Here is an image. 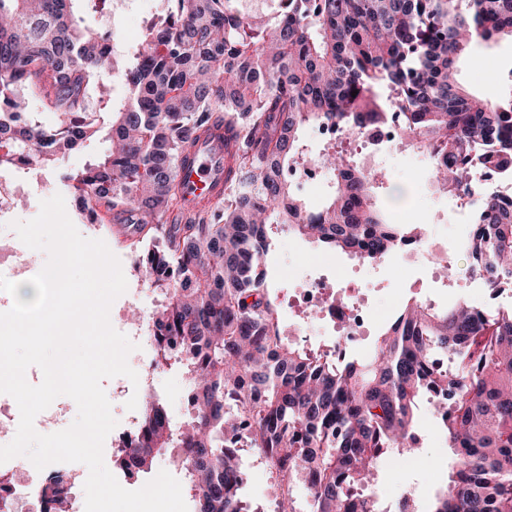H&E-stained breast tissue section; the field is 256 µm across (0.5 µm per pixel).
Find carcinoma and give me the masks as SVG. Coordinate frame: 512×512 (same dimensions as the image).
<instances>
[{"mask_svg":"<svg viewBox=\"0 0 512 512\" xmlns=\"http://www.w3.org/2000/svg\"><path fill=\"white\" fill-rule=\"evenodd\" d=\"M161 2L121 59L74 15L76 3L103 11L110 0H0V166L53 167L105 132L111 149L69 180L87 223L121 225L138 250L164 296L157 354L189 381L183 424L148 397L120 465L144 473L168 453L194 512H251L247 447L275 479L269 512H373L379 458L411 449L435 390L453 462L429 512H512V311L414 300L368 355L338 359L285 341L262 268L275 224L363 260L420 230L385 222L382 179L352 155L307 152L308 127L352 132L396 112L444 189L472 187L481 169L512 171V99L491 103L455 78L471 43L512 38V0H275L267 21L242 0ZM114 77L127 95L106 98L103 128L92 92ZM33 100L46 111H29ZM221 130L224 194L187 211L180 165L199 134ZM311 162L334 174L316 208L282 176ZM462 248L490 288L512 287V201L483 196ZM72 489L49 479L43 512H66Z\"/></svg>","mask_w":512,"mask_h":512,"instance_id":"obj_1","label":"carcinoma"}]
</instances>
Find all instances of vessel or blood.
<instances>
[{"mask_svg":"<svg viewBox=\"0 0 512 512\" xmlns=\"http://www.w3.org/2000/svg\"><path fill=\"white\" fill-rule=\"evenodd\" d=\"M183 204L194 209L202 199H214L224 192V142L221 138L200 139L193 155L181 169Z\"/></svg>","mask_w":512,"mask_h":512,"instance_id":"obj_1","label":"vessel or blood"}]
</instances>
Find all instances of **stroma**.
Listing matches in <instances>:
<instances>
[{
  "mask_svg": "<svg viewBox=\"0 0 512 512\" xmlns=\"http://www.w3.org/2000/svg\"><path fill=\"white\" fill-rule=\"evenodd\" d=\"M160 8L159 0H134L128 11L108 9L98 14H81L80 19L82 25L92 31L113 34L116 43L128 50L142 42L147 20ZM509 70L512 71V39L505 37L472 46L460 59L457 78L466 90L475 95L502 100L512 96V83L503 78L504 72ZM108 147V141L99 136L68 156L60 167L26 172L24 179L31 182L32 190L24 194L23 207L17 208L12 217L19 221L30 220L38 214L41 200L56 194L63 196L66 212L78 232L83 237L105 241L121 262L128 287L111 306L110 318L115 321L126 318L132 308L141 314H150L159 305L161 297L143 283L135 269L136 254L121 245L122 235L118 226L84 223L77 210L74 190L62 179L63 173L79 172L88 160L104 154ZM382 168L388 181L379 191V202L389 221L402 219L410 224H427L435 238L454 241L460 227L459 219L449 211L447 199L441 198L427 157L391 148ZM399 260V253L394 252L384 256L376 267L361 268L353 255L341 251L325 252L321 245L280 229L266 257V269L269 276L283 287L279 298L282 302L281 321L286 324L294 315L290 306L294 299L291 285L298 277L308 282L327 281L341 287L352 279L367 280L369 287L362 290L361 295L376 314L384 310L389 297H397L402 305L421 298L426 286L433 283L430 273L421 266L410 281H400L397 277ZM451 267L453 285L443 290L437 300L438 307L444 309L464 299L493 312L512 302V288L498 294L486 288L461 289V282L470 278V259L463 249L454 250ZM155 357V350L149 346L130 353L128 363L137 372L138 383L115 377L102 382L112 414L118 421L117 428L105 440L104 463L120 485L128 490L141 488L163 470L176 478L181 475L167 454L157 456L150 471L134 476L121 468L117 461L122 430L138 427L142 416L141 410L127 409L129 392H138L142 397L154 393L166 407L172 421H181L186 415L188 380L185 374L175 367L154 366ZM417 427L422 437L417 455L403 457L392 450L383 456L378 466L376 492L389 501L398 500L404 493H412L417 512H426L430 499L445 483L451 451L443 429L435 423L429 408H422ZM242 461L247 473L242 490L244 499L255 506L264 504L273 492V477L252 451L243 450Z\"/></svg>",
  "mask_w": 512,
  "mask_h": 512,
  "instance_id": "stroma-1",
  "label": "stroma"
}]
</instances>
